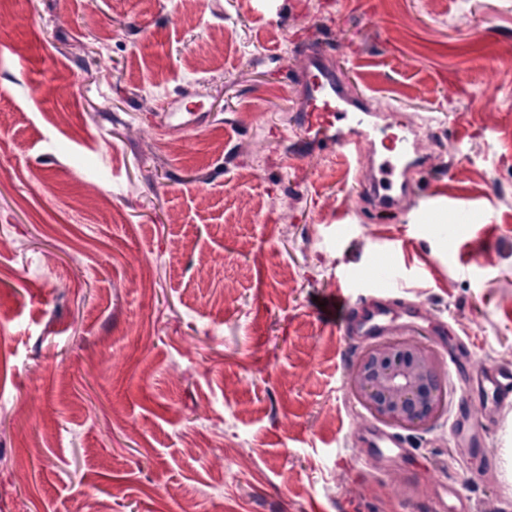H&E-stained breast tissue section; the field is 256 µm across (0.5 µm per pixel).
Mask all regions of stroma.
Segmentation results:
<instances>
[{"label": "stroma", "mask_w": 512, "mask_h": 512, "mask_svg": "<svg viewBox=\"0 0 512 512\" xmlns=\"http://www.w3.org/2000/svg\"><path fill=\"white\" fill-rule=\"evenodd\" d=\"M311 36L371 139L427 130L391 223L335 153L288 158ZM377 261L450 401L396 455L322 310ZM459 337L512 366V0H0V512H512V406L450 434Z\"/></svg>", "instance_id": "stroma-1"}]
</instances>
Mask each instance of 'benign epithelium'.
I'll return each mask as SVG.
<instances>
[{
  "mask_svg": "<svg viewBox=\"0 0 512 512\" xmlns=\"http://www.w3.org/2000/svg\"><path fill=\"white\" fill-rule=\"evenodd\" d=\"M349 384L378 420L405 429L427 426L447 408V390L435 352L419 340L395 338L367 347Z\"/></svg>",
  "mask_w": 512,
  "mask_h": 512,
  "instance_id": "obj_1",
  "label": "benign epithelium"
}]
</instances>
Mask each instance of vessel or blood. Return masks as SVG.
<instances>
[{
	"label": "vessel or blood",
	"instance_id": "b4317fda",
	"mask_svg": "<svg viewBox=\"0 0 512 512\" xmlns=\"http://www.w3.org/2000/svg\"><path fill=\"white\" fill-rule=\"evenodd\" d=\"M302 100L296 118L295 136L288 144V155L303 159L312 150L339 151L349 164L360 166L369 157L368 145L360 131L374 107L370 97L353 96L340 72L331 63L330 52L320 44L306 48L297 73ZM382 146L385 157L377 168L367 169L366 188L374 209L396 214L416 189L413 179L428 164L416 153L413 142L390 135ZM386 309L376 303L354 324L346 325L350 336H381L387 331ZM453 370L461 381L457 399L458 420L454 436L478 442L483 429L470 415L474 395L502 406L512 403V368L477 363L467 343H460L450 355Z\"/></svg>",
	"mask_w": 512,
	"mask_h": 512
}]
</instances>
